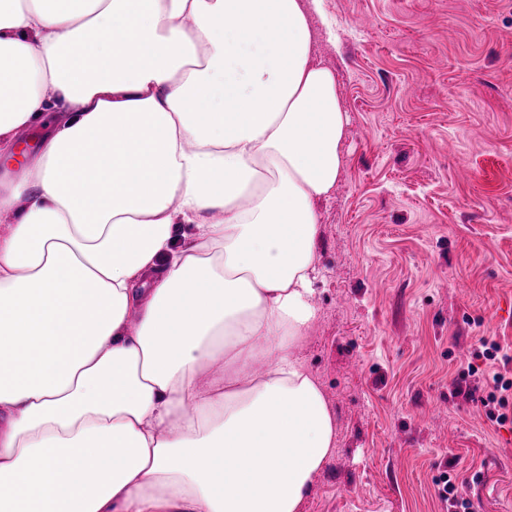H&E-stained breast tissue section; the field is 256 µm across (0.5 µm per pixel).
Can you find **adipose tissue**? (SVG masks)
I'll list each match as a JSON object with an SVG mask.
<instances>
[{
  "instance_id": "ef3b65f1",
  "label": "adipose tissue",
  "mask_w": 512,
  "mask_h": 512,
  "mask_svg": "<svg viewBox=\"0 0 512 512\" xmlns=\"http://www.w3.org/2000/svg\"><path fill=\"white\" fill-rule=\"evenodd\" d=\"M319 2L0 0V153L48 129L0 177V512H301L348 123Z\"/></svg>"
}]
</instances>
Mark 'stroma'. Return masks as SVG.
<instances>
[{
    "instance_id": "obj_1",
    "label": "stroma",
    "mask_w": 512,
    "mask_h": 512,
    "mask_svg": "<svg viewBox=\"0 0 512 512\" xmlns=\"http://www.w3.org/2000/svg\"><path fill=\"white\" fill-rule=\"evenodd\" d=\"M349 116L296 355L336 418L302 512H512V422L467 367L512 348V0H321ZM440 483L443 484L440 489V496L449 503V506L455 508V512H472L473 505L472 503L463 498L458 497V493L454 483L451 481V478L448 474H442L439 480Z\"/></svg>"
}]
</instances>
